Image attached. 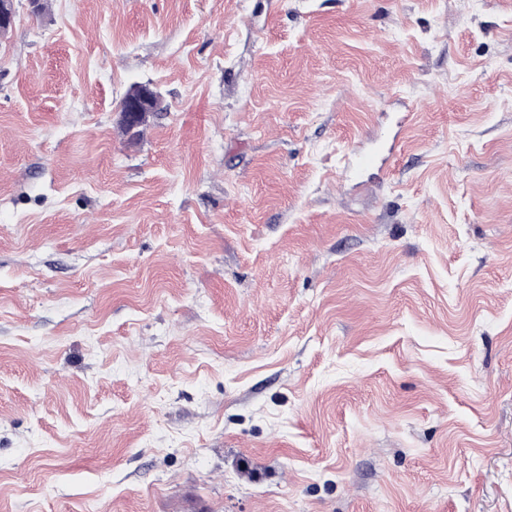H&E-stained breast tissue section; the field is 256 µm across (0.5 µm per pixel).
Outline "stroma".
Instances as JSON below:
<instances>
[{"instance_id": "obj_1", "label": "stroma", "mask_w": 512, "mask_h": 512, "mask_svg": "<svg viewBox=\"0 0 512 512\" xmlns=\"http://www.w3.org/2000/svg\"><path fill=\"white\" fill-rule=\"evenodd\" d=\"M15 8L0 512H512V0ZM157 93L149 84L140 85L124 98L120 109V121L130 127L132 133L137 125L150 117L157 108Z\"/></svg>"}]
</instances>
